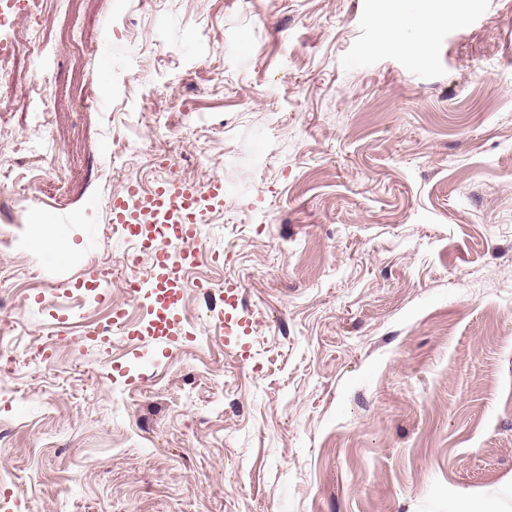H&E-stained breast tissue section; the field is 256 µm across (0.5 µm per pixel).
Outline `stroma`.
I'll list each match as a JSON object with an SVG mask.
<instances>
[{
    "mask_svg": "<svg viewBox=\"0 0 512 512\" xmlns=\"http://www.w3.org/2000/svg\"><path fill=\"white\" fill-rule=\"evenodd\" d=\"M112 2L91 32L46 0L71 96L0 114V149L39 145L32 190L0 181V505L512 512V0H454L424 63L391 0ZM219 177L188 276L239 303L86 336L131 306L113 199Z\"/></svg>",
    "mask_w": 512,
    "mask_h": 512,
    "instance_id": "stroma-1",
    "label": "stroma"
}]
</instances>
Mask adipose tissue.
Masks as SVG:
<instances>
[{"label":"adipose tissue","instance_id":"ef3b65f1","mask_svg":"<svg viewBox=\"0 0 512 512\" xmlns=\"http://www.w3.org/2000/svg\"><path fill=\"white\" fill-rule=\"evenodd\" d=\"M448 7L447 0H401L399 11L384 37L399 44L416 62H425L429 56L424 41L427 25Z\"/></svg>","mask_w":512,"mask_h":512}]
</instances>
